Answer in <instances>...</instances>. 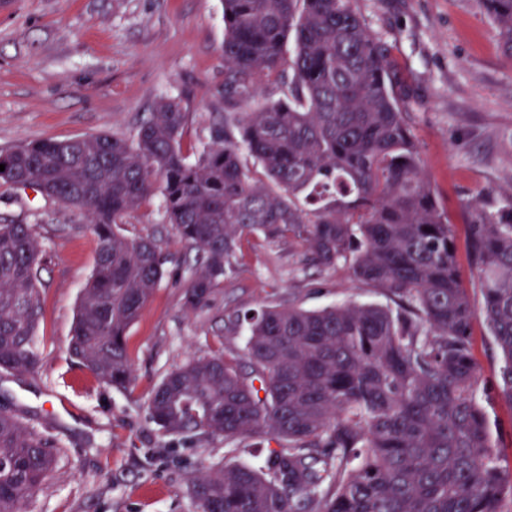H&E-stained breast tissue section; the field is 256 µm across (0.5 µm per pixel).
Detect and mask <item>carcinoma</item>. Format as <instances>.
Listing matches in <instances>:
<instances>
[{
  "label": "carcinoma",
  "mask_w": 512,
  "mask_h": 512,
  "mask_svg": "<svg viewBox=\"0 0 512 512\" xmlns=\"http://www.w3.org/2000/svg\"><path fill=\"white\" fill-rule=\"evenodd\" d=\"M512 60V0H481ZM224 90L208 141L190 163L181 104L162 98L131 138L96 133L0 151V178L77 209L97 239L70 352L101 384L133 379L128 330L164 276L153 238L120 232L162 198L165 222L199 255L184 306L208 305L239 240L300 241L307 259L351 260L355 279L390 304L306 310L268 305L246 325L250 372L221 354L167 372L148 400L172 436L272 449L261 467L203 468L196 512H507L478 398L473 323L498 349V394L512 404V207L468 212L475 308L452 224L405 119L409 93L392 48L353 0H222ZM282 82L273 98L266 86ZM40 246L30 224L0 223V371H37ZM60 447L0 409V512H24Z\"/></svg>",
  "instance_id": "cac0c4a2"
}]
</instances>
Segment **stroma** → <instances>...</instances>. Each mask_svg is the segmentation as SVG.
<instances>
[{
  "instance_id": "obj_1",
  "label": "stroma",
  "mask_w": 512,
  "mask_h": 512,
  "mask_svg": "<svg viewBox=\"0 0 512 512\" xmlns=\"http://www.w3.org/2000/svg\"><path fill=\"white\" fill-rule=\"evenodd\" d=\"M354 7L392 46L411 88L407 122L453 223L463 285L480 303L464 218L478 197L492 212L512 205V62L478 0H354ZM223 87L220 0H0V148L87 133L128 138L159 98L174 97L187 114L183 151L194 159ZM3 218L34 225L43 252V365L30 375L0 373V405L22 406L28 423L52 426L62 443L51 480L27 512H196L188 486L201 464H255L264 455L243 458L223 440L202 445L159 430L147 401L162 376L192 358H242L235 313L288 301L307 309L386 301L353 281L348 262L314 267L297 241L250 235L208 306L186 309L195 253L152 199L122 226L125 235L155 238L167 262L128 331L136 378L121 392L96 381L68 349L96 260L86 218L0 179ZM473 353L500 464L512 473V404L498 395L501 357L479 320Z\"/></svg>"
}]
</instances>
